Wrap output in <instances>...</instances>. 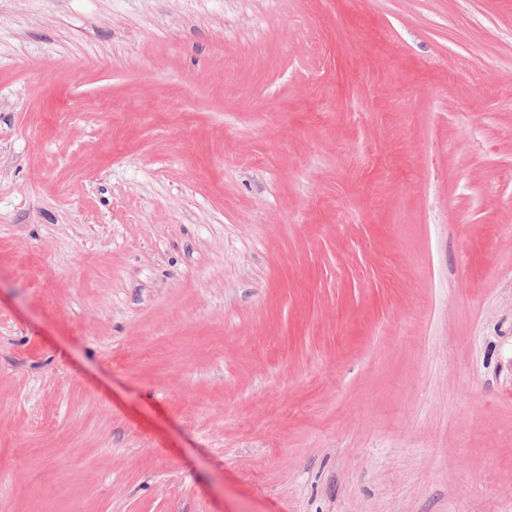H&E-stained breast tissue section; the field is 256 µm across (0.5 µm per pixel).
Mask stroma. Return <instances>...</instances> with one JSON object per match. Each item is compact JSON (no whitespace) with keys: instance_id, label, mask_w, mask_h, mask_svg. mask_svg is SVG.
<instances>
[{"instance_id":"stroma-1","label":"stroma","mask_w":512,"mask_h":512,"mask_svg":"<svg viewBox=\"0 0 512 512\" xmlns=\"http://www.w3.org/2000/svg\"><path fill=\"white\" fill-rule=\"evenodd\" d=\"M0 512H512V0H0Z\"/></svg>"}]
</instances>
